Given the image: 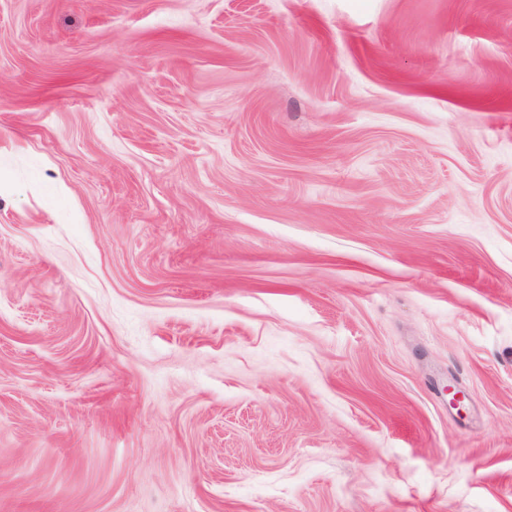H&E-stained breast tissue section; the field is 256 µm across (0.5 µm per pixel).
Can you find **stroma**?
<instances>
[{
	"label": "stroma",
	"mask_w": 512,
	"mask_h": 512,
	"mask_svg": "<svg viewBox=\"0 0 512 512\" xmlns=\"http://www.w3.org/2000/svg\"><path fill=\"white\" fill-rule=\"evenodd\" d=\"M0 512H512V0H0Z\"/></svg>",
	"instance_id": "obj_1"
}]
</instances>
